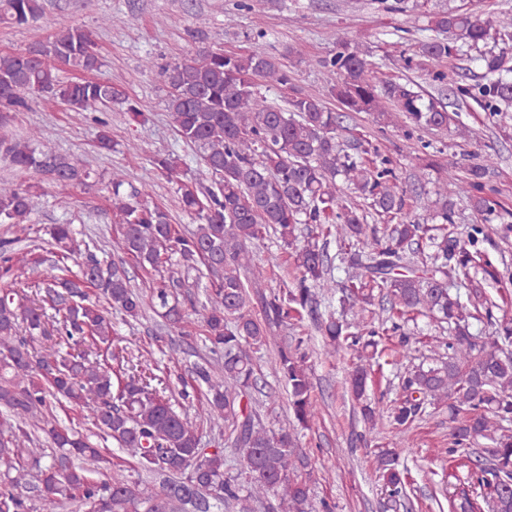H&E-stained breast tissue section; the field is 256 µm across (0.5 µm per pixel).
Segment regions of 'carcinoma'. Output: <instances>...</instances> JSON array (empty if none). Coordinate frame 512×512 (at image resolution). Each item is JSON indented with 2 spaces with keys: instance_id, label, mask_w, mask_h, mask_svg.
I'll return each instance as SVG.
<instances>
[{
  "instance_id": "cac0c4a2",
  "label": "carcinoma",
  "mask_w": 512,
  "mask_h": 512,
  "mask_svg": "<svg viewBox=\"0 0 512 512\" xmlns=\"http://www.w3.org/2000/svg\"><path fill=\"white\" fill-rule=\"evenodd\" d=\"M43 14L42 0H0V20L18 27L37 24ZM53 25L55 34L0 55V127L39 97L75 112L102 114L125 104L130 120L144 122L138 103L111 81L62 80L65 68L99 71L101 54L93 31L64 15ZM429 29L435 36L419 42L416 56L400 57L404 70L424 58L438 65L431 79L442 85L448 72L441 66L466 51L481 70V82L456 86L453 109L409 78L378 91L369 50L346 41L322 62L327 95L343 112L386 118L400 129L452 128L463 139L470 129L459 112L469 102L490 116L512 106L511 10H439L429 13ZM199 43L181 62L144 61L165 85L176 133L211 178L205 187L189 184L175 158L151 159L158 175L177 186L196 228L180 230L169 210L121 171L112 173L107 190L115 247L156 273L149 285L155 314L177 333L189 316L199 319L209 358L194 364L189 378L178 377V395L204 397L205 420L228 432L239 466L226 465L223 447H201L198 427L151 387L157 376L149 367L123 368L125 349L112 348V314L136 319L145 311L125 260L105 262L96 248L80 247L71 225L56 224L50 246L59 274L37 284L35 297L18 298L13 285L26 276L28 259L16 245L38 193L1 183L0 223L18 235L0 238V408L12 418L0 430V512H35L39 501L71 512H331L326 502H313L316 464L296 433L264 425L251 399L253 358L270 344L271 330L306 319L333 350L350 352L345 393L370 429L384 421L401 434L427 407L448 408L442 484L451 512H512V430L503 426L512 424V318L495 316L512 297L487 292L498 270L478 248L483 225L505 224L512 211L494 197L489 165L473 163L457 178L459 201L476 218L468 234L459 231L454 204L443 194L423 202L439 223L422 224L391 157L362 137L343 135L340 114L323 98L297 94L276 105L258 90L259 78L267 88L288 85L286 65L262 50L227 54L204 35ZM45 139L39 127L23 142L1 138L0 158L48 183L90 187L83 160L37 147ZM272 235L289 249V274L268 291L255 248ZM332 241L336 259L361 272L334 276ZM191 272L206 280L199 308L185 306ZM452 278L467 282L466 301L450 293ZM326 298L351 319L321 313ZM376 305L385 315L374 316ZM420 320L448 325V359L399 373L383 414L369 391L380 387L383 366L402 365L421 343ZM476 323L494 330L475 334ZM88 342L106 355L90 360L81 350ZM307 344L292 337L276 361L303 429L316 418ZM66 403L87 413L98 441L59 419ZM110 440L134 459L138 478L112 474ZM375 464L388 500L409 499L413 478L399 450L379 446ZM142 474L158 478L159 489L143 485Z\"/></svg>"
}]
</instances>
